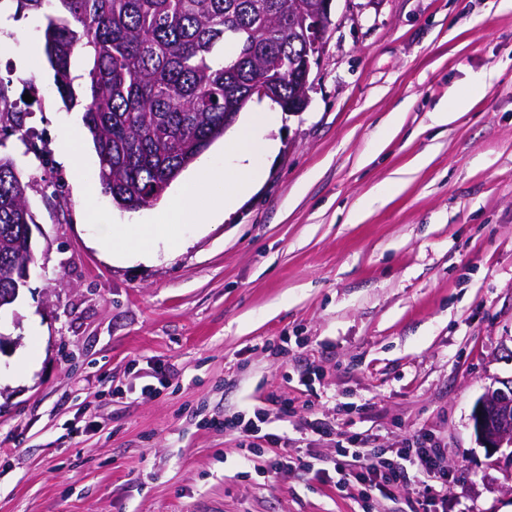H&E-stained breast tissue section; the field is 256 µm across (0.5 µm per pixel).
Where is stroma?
Segmentation results:
<instances>
[{"label":"stroma","mask_w":512,"mask_h":512,"mask_svg":"<svg viewBox=\"0 0 512 512\" xmlns=\"http://www.w3.org/2000/svg\"><path fill=\"white\" fill-rule=\"evenodd\" d=\"M44 27L0 0V85L26 114L0 155L36 222L28 285L0 310V512H413L414 485L337 489L340 431L372 448L429 433L448 471L439 512H512V447L484 448L471 422L512 377V0H333L307 108L242 111L267 113L255 134L278 142L264 181L148 262L92 244L81 181L122 224L168 201L126 212L102 193ZM478 79L470 110L434 125ZM66 124L87 179L58 156ZM283 401L271 432L323 479L284 464L266 479L281 448L247 463L223 426ZM314 414L336 433L308 436Z\"/></svg>","instance_id":"stroma-1"}]
</instances>
